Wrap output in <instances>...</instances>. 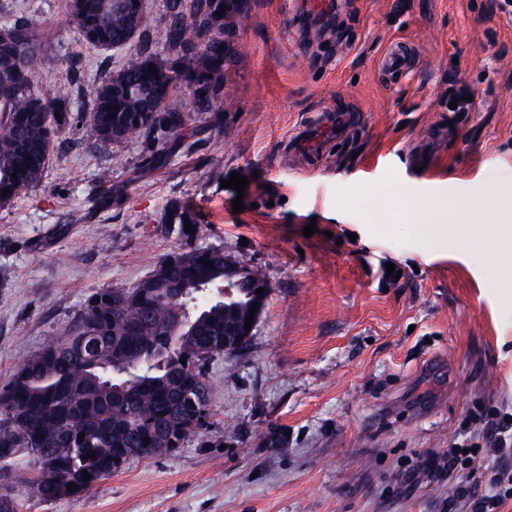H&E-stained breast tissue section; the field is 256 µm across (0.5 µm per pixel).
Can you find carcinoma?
<instances>
[{
  "label": "carcinoma",
  "instance_id": "1",
  "mask_svg": "<svg viewBox=\"0 0 512 512\" xmlns=\"http://www.w3.org/2000/svg\"><path fill=\"white\" fill-rule=\"evenodd\" d=\"M223 3L166 0L164 54L136 51L105 80L51 88L35 82L33 67L52 47L55 30L35 16L1 24L0 208L43 186L66 128L87 123L94 140L106 145L144 138L147 170L165 167L177 150L194 146L182 92L210 126L224 128L215 104L224 86V18L217 15ZM68 16L78 40L100 51L127 46L152 26L143 6L130 0H68ZM77 99L87 102L88 112L72 109ZM101 183L95 210L111 208L123 194L108 175ZM187 221L198 224L182 205L170 204L161 223L178 225L179 251L133 288L92 293L61 334L16 369L0 392V478L23 477L45 501L79 497L135 460L182 447L188 436L173 411L202 419L196 433L207 430L210 401H202L201 391L214 386L207 366L251 341L226 335L245 323L248 301L226 304L212 292L223 291L226 278L259 286L266 279L222 248L194 246ZM81 328L99 341L91 357ZM90 452L96 457L86 458ZM72 482L78 489L71 492Z\"/></svg>",
  "mask_w": 512,
  "mask_h": 512
}]
</instances>
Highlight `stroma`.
<instances>
[{
	"label": "stroma",
	"instance_id": "1",
	"mask_svg": "<svg viewBox=\"0 0 512 512\" xmlns=\"http://www.w3.org/2000/svg\"><path fill=\"white\" fill-rule=\"evenodd\" d=\"M343 3L337 37L307 46L301 0H237L224 16L223 131L200 128L191 151L146 171L141 140L97 146L88 128L65 130L43 190L0 209V388L89 294L135 287L181 248L159 223L172 202L198 215L197 245L271 285L248 348L209 364L204 434L80 497L7 484L18 512H475L462 485L512 512V482L490 484L512 474V453L479 463L460 451L512 415V280L488 240L436 245L392 211L409 194L449 197L483 224L512 203V19L494 0ZM23 11L58 32L34 70L41 86L105 79L129 54L79 42L67 0H0V22ZM394 40L419 65L399 87L378 72ZM452 86L476 108L450 111ZM339 105L353 120L338 150L310 165L284 155ZM434 124L457 135L416 172L411 154ZM105 170L125 192L95 212ZM234 172L244 195L221 185ZM272 429L287 447L268 446Z\"/></svg>",
	"mask_w": 512,
	"mask_h": 512
}]
</instances>
